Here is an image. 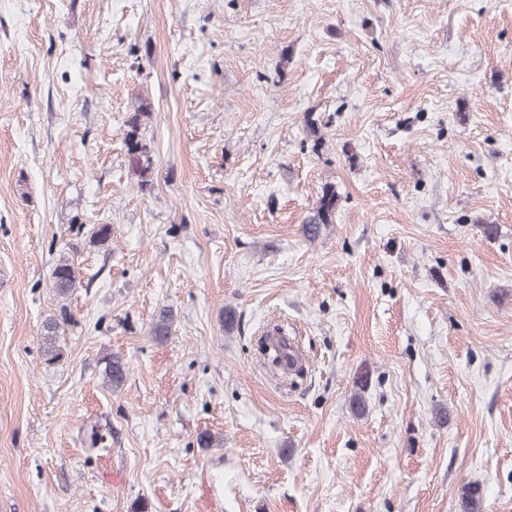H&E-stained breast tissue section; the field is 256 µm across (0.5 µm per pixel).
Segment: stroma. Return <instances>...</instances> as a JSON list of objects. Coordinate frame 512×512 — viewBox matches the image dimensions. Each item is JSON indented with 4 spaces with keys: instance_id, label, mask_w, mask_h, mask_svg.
<instances>
[{
    "instance_id": "1",
    "label": "stroma",
    "mask_w": 512,
    "mask_h": 512,
    "mask_svg": "<svg viewBox=\"0 0 512 512\" xmlns=\"http://www.w3.org/2000/svg\"><path fill=\"white\" fill-rule=\"evenodd\" d=\"M474 483L512 512V0H0V512H460ZM148 106L141 105L126 121L125 145L129 155L135 157L140 166L141 174H147L151 168L150 157L147 155L146 144L140 137L141 117L148 113ZM142 157H145L144 161ZM142 162V165H141ZM144 162L146 165H144ZM336 201L337 195L334 186H325L315 206L303 221V231L308 238H316L319 235L322 224L333 223L336 213ZM52 288L58 298L67 299L68 295L79 284L76 267L67 259L60 260L51 273ZM61 314L63 316L61 321L58 318H49L45 321L43 326L44 331V354L47 357L48 362L55 361L62 356L59 346H57V336L59 335L62 324L70 321V315L67 313V308H61Z\"/></svg>"
}]
</instances>
